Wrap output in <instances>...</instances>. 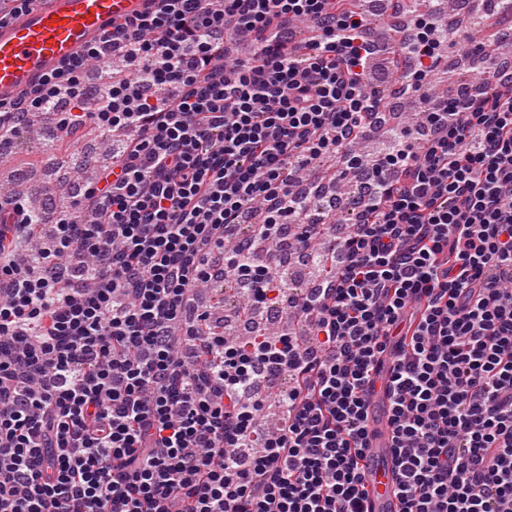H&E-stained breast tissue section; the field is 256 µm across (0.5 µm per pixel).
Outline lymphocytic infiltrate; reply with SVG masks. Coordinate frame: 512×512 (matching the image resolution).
<instances>
[{"instance_id": "f902f5d3", "label": "lymphocytic infiltrate", "mask_w": 512, "mask_h": 512, "mask_svg": "<svg viewBox=\"0 0 512 512\" xmlns=\"http://www.w3.org/2000/svg\"><path fill=\"white\" fill-rule=\"evenodd\" d=\"M369 26L341 0H149L0 102L8 149L38 112L116 136L72 209L0 195V512H369L378 386L401 512H512V63L473 53L430 95L448 26L417 15L391 68L422 119L365 165ZM109 56L126 73L89 83ZM329 156L364 177L340 239L291 222ZM289 253L327 270L301 297L272 275ZM216 278L304 335L217 334L192 300Z\"/></svg>"}]
</instances>
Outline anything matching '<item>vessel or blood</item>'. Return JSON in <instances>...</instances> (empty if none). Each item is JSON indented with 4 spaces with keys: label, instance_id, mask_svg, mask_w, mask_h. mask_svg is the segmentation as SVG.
I'll list each match as a JSON object with an SVG mask.
<instances>
[{
    "label": "vessel or blood",
    "instance_id": "vessel-or-blood-1",
    "mask_svg": "<svg viewBox=\"0 0 512 512\" xmlns=\"http://www.w3.org/2000/svg\"><path fill=\"white\" fill-rule=\"evenodd\" d=\"M146 0H46L43 7L0 27V101L14 100L32 83L100 40L114 24L144 10ZM366 476L370 512H400L387 434L371 450Z\"/></svg>",
    "mask_w": 512,
    "mask_h": 512
}]
</instances>
